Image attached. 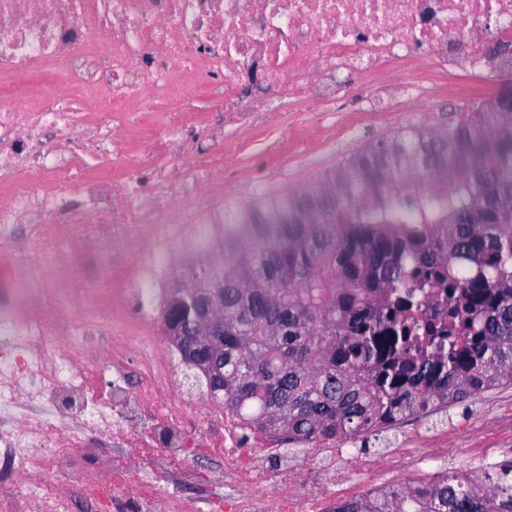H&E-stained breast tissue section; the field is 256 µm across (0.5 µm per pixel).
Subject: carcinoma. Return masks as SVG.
Segmentation results:
<instances>
[{
	"mask_svg": "<svg viewBox=\"0 0 512 512\" xmlns=\"http://www.w3.org/2000/svg\"><path fill=\"white\" fill-rule=\"evenodd\" d=\"M453 168L452 190L407 196ZM336 205L286 194L224 217V389L208 399L309 445L379 436L512 386V112L405 129L350 158ZM372 189L375 202L354 199ZM430 288L445 307L423 315ZM338 512H512V460Z\"/></svg>",
	"mask_w": 512,
	"mask_h": 512,
	"instance_id": "obj_1",
	"label": "carcinoma"
}]
</instances>
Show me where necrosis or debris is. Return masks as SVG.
Instances as JSON below:
<instances>
[{
	"mask_svg": "<svg viewBox=\"0 0 512 512\" xmlns=\"http://www.w3.org/2000/svg\"><path fill=\"white\" fill-rule=\"evenodd\" d=\"M488 41L512 42V0H0V288L21 265L18 224L29 227L23 253L67 265L104 246L120 273L90 311L113 327L93 355L87 328L62 326L53 307L0 305V484L23 489L0 512H98L129 497L139 512H188L174 487L196 481L192 446L221 473L199 512H334L438 484L448 460L485 490L487 442L512 439V415L490 428L420 424L382 458L342 441L299 459L217 405L185 401L174 348L147 330L176 262L210 254L236 195L266 194L282 175L243 174L229 134L272 126L280 147L305 155L298 120L331 130L348 86L363 111L396 102L407 125L438 93L479 118L512 83ZM105 370L112 388L98 398ZM189 407L202 417L191 434ZM452 434L470 447H450ZM79 435L116 444L104 471L71 466Z\"/></svg>",
	"mask_w": 512,
	"mask_h": 512,
	"instance_id": "4bbe7bcc",
	"label": "necrosis or debris"
}]
</instances>
